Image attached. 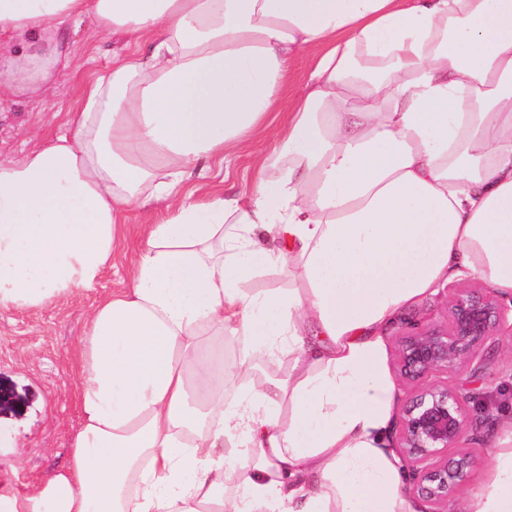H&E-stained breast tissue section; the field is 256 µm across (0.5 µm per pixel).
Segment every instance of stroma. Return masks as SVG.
Wrapping results in <instances>:
<instances>
[{
  "label": "stroma",
  "mask_w": 512,
  "mask_h": 512,
  "mask_svg": "<svg viewBox=\"0 0 512 512\" xmlns=\"http://www.w3.org/2000/svg\"><path fill=\"white\" fill-rule=\"evenodd\" d=\"M84 26L69 27L79 70L60 75L62 89L39 101H24L0 108V161L14 159L28 150L32 137L50 139L66 133L65 117L79 103L86 82L104 70L113 53L123 51V40L104 37L89 47ZM271 140L246 144L225 166H212L202 177H192L188 189L204 196L219 192L240 198L252 187V159L268 151ZM156 206L131 210L117 247V260L106 267L99 282L80 289L43 310H0V385L20 396L21 404L0 410V479H9L20 491L32 490L44 476L62 467L69 443L81 424L77 401L76 360L86 320L105 294L126 288L130 259L139 243L143 225L153 223ZM448 318V293L427 299L406 311L389 333L390 340L412 327L442 324ZM512 378V337H500L491 354L482 385L487 413L469 434L473 466L456 500L464 502L471 488L490 467L493 448L490 435L499 415H512V394L501 392Z\"/></svg>",
  "instance_id": "1"
}]
</instances>
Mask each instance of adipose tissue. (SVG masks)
<instances>
[{"instance_id":"1","label":"adipose tissue","mask_w":512,"mask_h":512,"mask_svg":"<svg viewBox=\"0 0 512 512\" xmlns=\"http://www.w3.org/2000/svg\"><path fill=\"white\" fill-rule=\"evenodd\" d=\"M86 18L132 48L71 135L0 162V310L94 287L129 209L161 210L85 324L67 464L0 512H421L387 333L454 280L512 298V0H0V101L59 92ZM269 136L246 199L183 193ZM493 446L460 512H512V419ZM317 50L302 51L288 66L283 93L288 96V91L301 85L307 78L312 61Z\"/></svg>"}]
</instances>
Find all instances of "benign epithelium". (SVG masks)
<instances>
[{
    "mask_svg": "<svg viewBox=\"0 0 512 512\" xmlns=\"http://www.w3.org/2000/svg\"><path fill=\"white\" fill-rule=\"evenodd\" d=\"M512 335V311L491 288L448 289V325L400 336L401 374L418 382L436 373L469 370L460 385L432 383L412 395L403 410L398 448L412 470L419 496L432 512H448L473 458L466 448L472 421L481 413L478 383L499 337Z\"/></svg>",
    "mask_w": 512,
    "mask_h": 512,
    "instance_id": "benign-epithelium-1",
    "label": "benign epithelium"
}]
</instances>
